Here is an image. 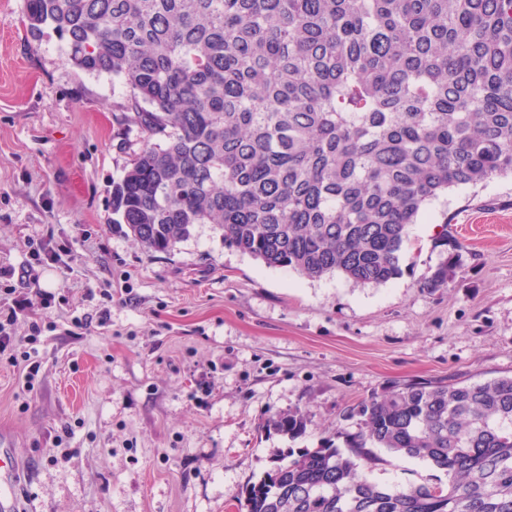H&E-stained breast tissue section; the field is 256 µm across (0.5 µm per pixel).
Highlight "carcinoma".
I'll return each instance as SVG.
<instances>
[{"mask_svg": "<svg viewBox=\"0 0 512 512\" xmlns=\"http://www.w3.org/2000/svg\"><path fill=\"white\" fill-rule=\"evenodd\" d=\"M69 61L110 74L142 146L114 223L168 252L197 224L269 267L357 286L401 274L408 228L460 186L512 176V0H25ZM451 257L423 287L445 288ZM346 449L272 461L245 512H512V376L363 402ZM294 438L297 410L273 421ZM427 461L390 488L360 462Z\"/></svg>", "mask_w": 512, "mask_h": 512, "instance_id": "carcinoma-1", "label": "carcinoma"}]
</instances>
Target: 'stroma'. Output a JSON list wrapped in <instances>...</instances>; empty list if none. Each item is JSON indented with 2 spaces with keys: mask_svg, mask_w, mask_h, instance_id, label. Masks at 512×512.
<instances>
[{
  "mask_svg": "<svg viewBox=\"0 0 512 512\" xmlns=\"http://www.w3.org/2000/svg\"><path fill=\"white\" fill-rule=\"evenodd\" d=\"M123 97L54 33L33 38L24 0H0V289L41 328L34 385L0 357V454L20 462L21 512H238L272 459L343 446L359 423L347 409L512 375V179L429 202L401 275L379 286L266 266L210 224L153 252L112 221V184L141 146ZM41 242L60 261L21 281ZM453 255L455 278L425 288ZM297 409L301 435L273 428ZM362 473L445 477L410 459Z\"/></svg>",
  "mask_w": 512,
  "mask_h": 512,
  "instance_id": "obj_1",
  "label": "stroma"
}]
</instances>
